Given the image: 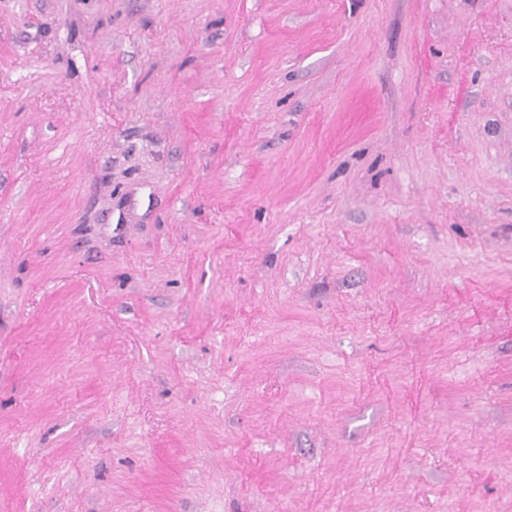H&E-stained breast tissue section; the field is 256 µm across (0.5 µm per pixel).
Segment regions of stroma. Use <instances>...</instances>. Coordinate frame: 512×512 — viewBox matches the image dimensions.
I'll return each instance as SVG.
<instances>
[{"label": "stroma", "mask_w": 512, "mask_h": 512, "mask_svg": "<svg viewBox=\"0 0 512 512\" xmlns=\"http://www.w3.org/2000/svg\"><path fill=\"white\" fill-rule=\"evenodd\" d=\"M0 512H512V0H0Z\"/></svg>", "instance_id": "stroma-1"}]
</instances>
